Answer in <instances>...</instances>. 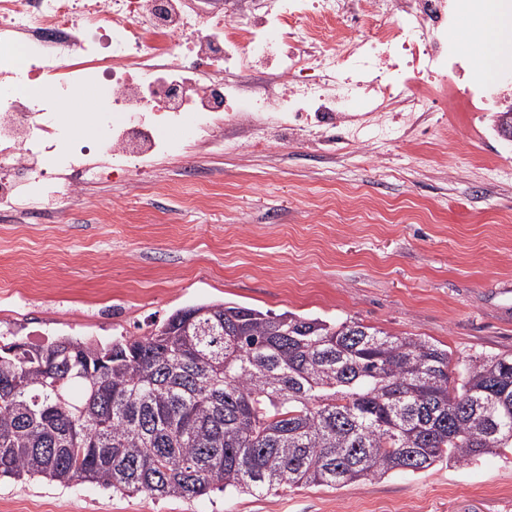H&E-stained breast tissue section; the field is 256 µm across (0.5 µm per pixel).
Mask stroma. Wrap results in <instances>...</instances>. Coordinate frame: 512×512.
Returning a JSON list of instances; mask_svg holds the SVG:
<instances>
[{"instance_id":"stroma-1","label":"stroma","mask_w":512,"mask_h":512,"mask_svg":"<svg viewBox=\"0 0 512 512\" xmlns=\"http://www.w3.org/2000/svg\"><path fill=\"white\" fill-rule=\"evenodd\" d=\"M404 134L282 127L265 147L153 162L151 186L105 183L52 224L0 225V334L136 335L176 310L235 302L352 318L452 358L512 356V142L495 112L444 105ZM121 216H113V203ZM110 295V318L91 301ZM0 512H512V449L343 488L193 498L0 479Z\"/></svg>"}]
</instances>
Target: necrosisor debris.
Listing matches in <instances>:
<instances>
[{"mask_svg": "<svg viewBox=\"0 0 512 512\" xmlns=\"http://www.w3.org/2000/svg\"><path fill=\"white\" fill-rule=\"evenodd\" d=\"M476 2L238 0L226 14L219 0H0V217L49 219L50 199L80 202L106 170L209 143L229 122L262 144L254 117L269 110L287 126L342 118L375 135L393 104L426 112L452 88L471 111H487L498 86L456 87L467 54L448 41ZM373 22L378 32L359 36ZM261 62L276 79L244 101L239 77ZM141 81L164 99L158 111L144 113ZM90 83L103 102L97 136L76 142L60 109ZM44 84L52 97L36 96Z\"/></svg>", "mask_w": 512, "mask_h": 512, "instance_id": "1", "label": "necrosis or debris"}]
</instances>
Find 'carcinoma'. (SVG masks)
I'll return each instance as SVG.
<instances>
[{
  "label": "carcinoma",
  "instance_id": "obj_1",
  "mask_svg": "<svg viewBox=\"0 0 512 512\" xmlns=\"http://www.w3.org/2000/svg\"><path fill=\"white\" fill-rule=\"evenodd\" d=\"M459 377L453 378V371ZM512 448V356L234 302L0 347V477L116 494L344 487Z\"/></svg>",
  "mask_w": 512,
  "mask_h": 512
}]
</instances>
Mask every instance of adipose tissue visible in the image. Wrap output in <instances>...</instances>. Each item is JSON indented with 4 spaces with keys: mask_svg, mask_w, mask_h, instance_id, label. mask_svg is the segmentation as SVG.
Listing matches in <instances>:
<instances>
[{
    "mask_svg": "<svg viewBox=\"0 0 512 512\" xmlns=\"http://www.w3.org/2000/svg\"><path fill=\"white\" fill-rule=\"evenodd\" d=\"M479 36L473 45L475 72L491 81L499 73L501 62L512 59V14H490L478 24Z\"/></svg>",
    "mask_w": 512,
    "mask_h": 512,
    "instance_id": "obj_1",
    "label": "adipose tissue"
}]
</instances>
